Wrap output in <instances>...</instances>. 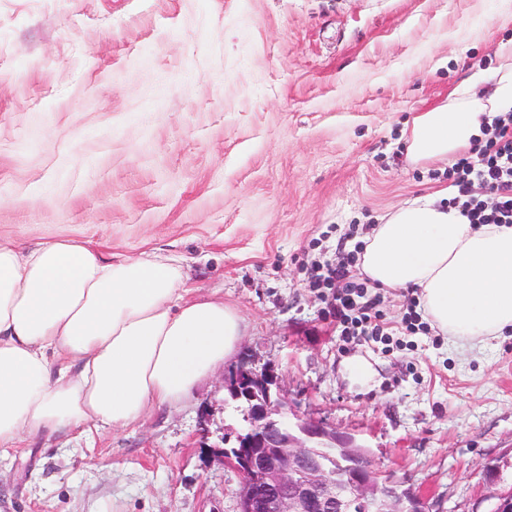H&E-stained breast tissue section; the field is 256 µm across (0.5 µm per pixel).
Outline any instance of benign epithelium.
<instances>
[{
    "label": "benign epithelium",
    "mask_w": 512,
    "mask_h": 512,
    "mask_svg": "<svg viewBox=\"0 0 512 512\" xmlns=\"http://www.w3.org/2000/svg\"><path fill=\"white\" fill-rule=\"evenodd\" d=\"M243 406L244 427L210 456L242 476L237 512H431L402 482L363 461L362 446L283 399L274 368L244 357L224 374ZM472 512H512V490L484 497Z\"/></svg>",
    "instance_id": "1"
}]
</instances>
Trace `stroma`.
<instances>
[{
	"label": "stroma",
	"instance_id": "35a3bbf8",
	"mask_svg": "<svg viewBox=\"0 0 512 512\" xmlns=\"http://www.w3.org/2000/svg\"><path fill=\"white\" fill-rule=\"evenodd\" d=\"M504 37L512 0H0V239L182 256L302 416L471 512L484 465L512 481V338L461 354L408 330L411 291L372 287L383 332L349 336L309 272L448 187L405 131ZM227 371L129 427L1 448L0 512H236L241 476L208 456L243 424Z\"/></svg>",
	"mask_w": 512,
	"mask_h": 512
}]
</instances>
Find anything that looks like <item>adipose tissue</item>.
<instances>
[{"label": "adipose tissue", "mask_w": 512, "mask_h": 512, "mask_svg": "<svg viewBox=\"0 0 512 512\" xmlns=\"http://www.w3.org/2000/svg\"><path fill=\"white\" fill-rule=\"evenodd\" d=\"M498 68L473 71L447 104L419 114L415 163L451 159L512 112V37ZM378 288H412L430 324L463 353L512 331V225L475 226L440 197L407 200L365 236L356 265ZM237 310L183 286L182 259L113 260L61 238L20 248L0 241V447L32 435L125 427L188 398L234 355Z\"/></svg>", "instance_id": "ef3b65f1"}]
</instances>
